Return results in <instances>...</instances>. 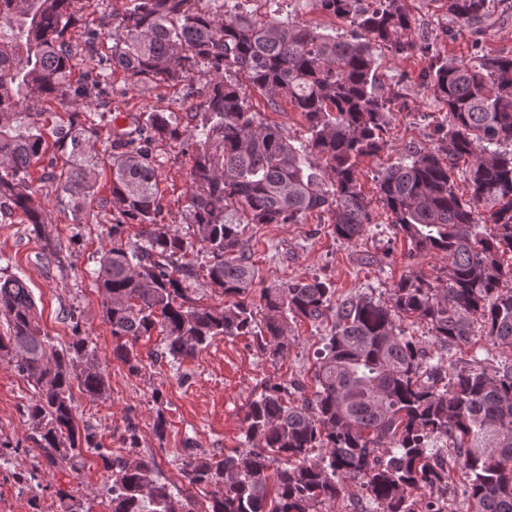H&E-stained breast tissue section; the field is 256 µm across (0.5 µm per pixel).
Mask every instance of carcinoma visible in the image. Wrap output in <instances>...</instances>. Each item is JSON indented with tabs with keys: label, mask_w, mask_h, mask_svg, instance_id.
Returning <instances> with one entry per match:
<instances>
[{
	"label": "carcinoma",
	"mask_w": 512,
	"mask_h": 512,
	"mask_svg": "<svg viewBox=\"0 0 512 512\" xmlns=\"http://www.w3.org/2000/svg\"><path fill=\"white\" fill-rule=\"evenodd\" d=\"M80 0H0V213H15L42 236L47 223L41 185L68 198L78 215L110 209V246L95 271L103 293L104 318L115 346L112 355L138 373L141 338L160 330L163 355L174 363L197 358L216 336L257 334L262 349L283 355L297 320L313 323L334 313L331 334L317 358L313 396L305 386H265L245 417L247 442L219 457H201L194 444L183 449L182 472L196 490L175 500L155 478L156 462L136 451L137 425L124 441L128 457H114L80 427L73 385L101 399L108 383L95 364L90 341L75 332L57 347L39 323L32 289L0 266V359L13 364L32 387L26 408L39 455L47 465L76 477L82 450L92 449L109 472V512H173L204 498V512H315L316 506L360 483L378 512H445L437 499L414 496L448 486V470L434 437H446L465 471L472 512H512V360L487 368L481 362L450 373L442 356L404 335L400 321L426 322L441 349L473 342L472 327L484 324L486 340L512 350V55L483 52L457 63L428 42L407 40L411 17L403 0H316L318 8L353 27L344 37L275 18L261 20L230 0H129L109 32L112 53L85 41L97 60L84 81L70 76L77 53L66 34L79 21ZM456 24L481 35L494 10L490 0H443ZM393 47L426 60V91L448 107L438 143H409L399 161L377 176L379 201L418 256L448 254L446 286L418 275L402 278L386 302L365 295L333 300L334 288L317 278L290 279L260 291L262 320L245 301L256 271L243 250L240 211L249 224H299L310 213L334 218L340 240L360 238L371 223L370 200L357 177L360 159L387 146L393 97L378 76L375 51ZM122 70L137 85L179 84L195 73H211L200 111L181 123L175 112H141L127 128H112L108 162L110 196H97L101 158L98 127L105 113L84 101ZM261 91L271 107L284 100L301 113L308 136L300 141L263 122L251 110L246 88ZM44 100L66 101L83 110L54 129L68 167L50 162L34 185L30 169L45 153ZM192 142L186 220L205 251L196 267L182 262L191 243L160 223L162 161L155 145ZM470 161L469 195L455 192L454 174ZM139 226L125 241V226ZM482 224L493 231H478ZM208 278L228 304L198 307L185 283ZM325 453L310 457L311 450ZM38 510L35 476L17 473ZM63 512H91L66 490H58Z\"/></svg>",
	"instance_id": "1"
}]
</instances>
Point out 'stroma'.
<instances>
[{"label": "stroma", "instance_id": "obj_1", "mask_svg": "<svg viewBox=\"0 0 512 512\" xmlns=\"http://www.w3.org/2000/svg\"><path fill=\"white\" fill-rule=\"evenodd\" d=\"M126 0H81V21L68 32L75 46H83L88 31H96L101 48L111 45L108 30L101 26L102 14L122 12ZM412 17L409 39L434 43L442 56L469 61L473 42H480L489 54H512V23L486 29L481 37L471 30L455 29L445 35L448 16L437 0H404ZM241 10L260 18L289 24H306L331 35L346 34L348 24L319 10L315 0H280L270 8L265 0H242ZM379 73L383 85L397 90L392 105L393 118L386 133L387 146L380 156L362 159L358 176L371 200L372 222L363 236L352 242L338 240L327 213L307 215L300 224H250L243 235L246 254L258 276L249 301H258L261 288L291 278L318 277L331 283L336 299L362 294L388 300L390 290L402 277L412 274L429 281L442 278L448 266L445 253L415 257L409 240L392 224V216L379 202L376 177L383 168L396 162L408 143L435 144V128L444 120L447 109L420 85L425 65L420 55L401 53L391 48L378 51ZM208 78L195 74L190 81L172 84L148 83L133 87L122 72H113L97 99L99 111L135 114L144 111L175 112L180 117L197 112L205 98ZM249 103L263 121L279 125L290 136L303 138L305 123L291 104L283 102L270 108L267 98L250 91ZM162 161L161 220L185 238H192L193 227L186 224L184 209L192 165V149L172 143L157 144ZM48 222L46 238L60 248L58 262L49 264L41 257V243L31 225L20 216L0 217V265L25 277L34 294L38 319L55 344L69 342L73 329L88 336L94 348L95 362L109 381L106 398L95 399L74 391L79 423L92 427L102 447L124 452L123 433L127 422L139 430V449L154 456L157 475L174 492L188 485L180 471L179 453L185 441H193L198 453L222 455L244 448L245 414L250 402L266 383L290 380L311 381L322 338L329 334L333 317L314 325L307 321L294 324V336L283 356L272 357L252 336H217L197 358L174 365L162 359L161 334L140 340L136 349L144 360L138 375L112 357L115 342L103 317L102 294L93 273L98 269L102 248L110 241L112 217L97 209L88 218L74 217L66 203L60 202L51 187H44ZM371 255L372 263H362V255ZM161 391L162 404H155L154 391ZM31 388L13 364L0 359V442L20 444L15 471L0 468V512H59L58 489H80L92 512H108L106 485L108 474L101 459L85 453V466L78 479L68 480L48 469L41 457L33 455L32 431L26 421V405ZM168 421L165 439H158L153 424L157 414ZM35 472L43 487L38 510L28 505L26 489L18 484L14 472Z\"/></svg>", "mask_w": 512, "mask_h": 512}]
</instances>
